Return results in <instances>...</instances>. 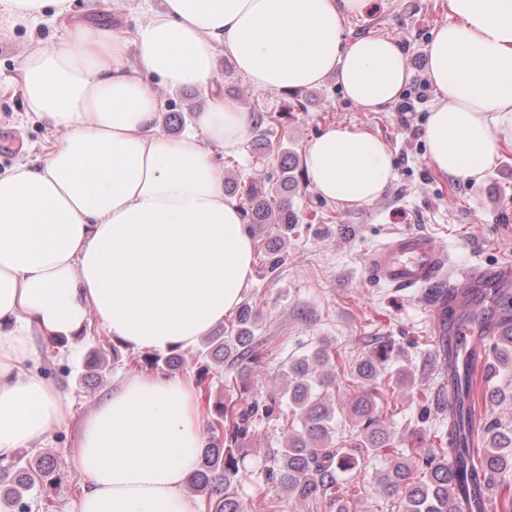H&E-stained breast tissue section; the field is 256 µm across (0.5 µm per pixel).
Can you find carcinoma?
Listing matches in <instances>:
<instances>
[{
    "label": "carcinoma",
    "mask_w": 512,
    "mask_h": 512,
    "mask_svg": "<svg viewBox=\"0 0 512 512\" xmlns=\"http://www.w3.org/2000/svg\"><path fill=\"white\" fill-rule=\"evenodd\" d=\"M250 122L252 129L263 136L274 124L275 115L257 110L251 113ZM226 192L237 197L251 232L265 224H276L286 234L295 224L287 203L264 182L232 185ZM497 308L503 310V318L487 346L484 363L457 362L460 408L457 419H448V430L456 428L461 435L462 446L455 449L456 462L474 461L468 475L471 483L486 487L489 497L500 502L501 512H512V485L501 480L512 472V421L488 417L475 420L476 400L512 401V299L500 300ZM253 323L252 307L245 302L238 307L233 335L226 338L220 329L206 337L203 346L207 354L234 362L252 358ZM393 349L390 340H383L352 366L351 372L361 387L348 406L353 432L341 443L333 439V415L328 406L329 389L336 386L335 352L319 345L309 354L289 358L286 394L300 427L291 430L285 446L273 453L266 469L269 483L289 499L311 505L313 512H350L342 492L343 474L361 460L388 455L392 463L379 475L378 486L398 497V512H456L458 502L452 496L454 466L446 452L440 448L421 460L400 453L394 433L385 424L380 367ZM183 364V355L176 350L144 359L145 367L162 372L178 370ZM277 407L275 399L247 397L214 403L206 447L200 449L196 467L188 476L191 490L205 497L208 512H247L237 489L246 470L242 449L252 438L254 424L274 416ZM37 483L47 489L45 512H52L49 489L57 484L53 463L43 461L34 466L22 455L0 463V512H29L25 495Z\"/></svg>",
    "instance_id": "obj_1"
}]
</instances>
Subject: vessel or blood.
I'll list each match as a JSON object with an SVG mask.
<instances>
[{"label": "vessel or blood", "mask_w": 512, "mask_h": 512, "mask_svg": "<svg viewBox=\"0 0 512 512\" xmlns=\"http://www.w3.org/2000/svg\"><path fill=\"white\" fill-rule=\"evenodd\" d=\"M448 265V254L419 233L399 235L372 253L371 275L396 288H419L435 280ZM512 294V265L471 267L461 272L448 298L435 307V332L449 354L479 349L485 337L495 332L493 323L482 325L481 335L472 334L463 322L479 300Z\"/></svg>", "instance_id": "obj_1"}]
</instances>
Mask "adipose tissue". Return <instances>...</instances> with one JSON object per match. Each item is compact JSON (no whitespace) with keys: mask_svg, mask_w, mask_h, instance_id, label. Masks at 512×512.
Wrapping results in <instances>:
<instances>
[{"mask_svg":"<svg viewBox=\"0 0 512 512\" xmlns=\"http://www.w3.org/2000/svg\"><path fill=\"white\" fill-rule=\"evenodd\" d=\"M75 3L0 0V26L67 18ZM365 6L164 0L133 30L81 26L65 44L30 49L26 109L66 135L40 165L0 170V459L43 445L73 416L58 386L25 368L34 337L68 339L94 319L131 349H187L252 280V237L210 150L237 153L249 117L218 91L189 132L167 136L153 82L209 87L227 58L258 90L333 74L362 111H384L404 92L405 53L383 36L345 40ZM448 10L425 46L438 101L422 137L432 167L478 181L512 144V0H448ZM303 166L343 207L371 204L395 177L387 141L357 125L321 130ZM205 419L186 378L135 374L104 394L69 451L85 479L75 512H196L184 486Z\"/></svg>","mask_w":512,"mask_h":512,"instance_id":"ef3b65f1","label":"adipose tissue"}]
</instances>
